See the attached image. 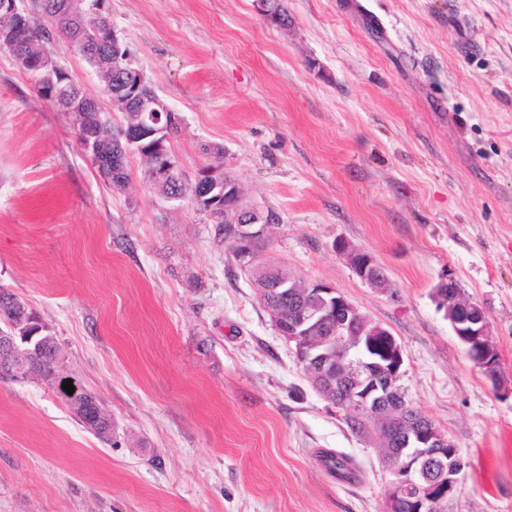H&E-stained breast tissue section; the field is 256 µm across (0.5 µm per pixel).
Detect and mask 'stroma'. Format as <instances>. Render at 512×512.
<instances>
[{
	"instance_id": "1",
	"label": "stroma",
	"mask_w": 512,
	"mask_h": 512,
	"mask_svg": "<svg viewBox=\"0 0 512 512\" xmlns=\"http://www.w3.org/2000/svg\"><path fill=\"white\" fill-rule=\"evenodd\" d=\"M108 0L182 119L185 183L224 172L270 218L258 263L332 285L402 345L401 385L470 463L450 512H512V0ZM84 94L96 71L47 45ZM103 177L69 114L0 51V286L112 416L103 442L48 385L0 381V512H383L377 449L309 383L232 242L160 199L138 156ZM385 267L370 288L336 250ZM490 322L502 391L433 292ZM326 452L352 461L340 479ZM255 11L279 28L288 30V20H285L279 7L282 3V10L287 14L283 0H252ZM288 15V14H287Z\"/></svg>"
}]
</instances>
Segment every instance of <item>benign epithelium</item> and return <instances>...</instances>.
Masks as SVG:
<instances>
[{
    "label": "benign epithelium",
    "instance_id": "obj_1",
    "mask_svg": "<svg viewBox=\"0 0 512 512\" xmlns=\"http://www.w3.org/2000/svg\"><path fill=\"white\" fill-rule=\"evenodd\" d=\"M255 11L281 29L288 21L281 14L280 0H252ZM25 8L18 0H0V13L8 23L0 27V50L15 51L26 40L29 24L22 16ZM124 71L127 83L117 90L123 94L126 121L118 124L125 141L124 155H137L145 163L149 182L165 200H173L171 188L182 183L168 143L181 128V118L155 93L143 90L146 77L125 52ZM224 183V223L229 225L226 238L235 245V256L246 266H253L260 245L265 242L270 218L243 203L240 185L217 169L198 173L194 186L199 195L194 203L198 212L207 214L218 208L212 186ZM355 274L373 288H389L385 268L364 250L347 242L337 243ZM263 281L258 294L272 290L292 297L304 290L305 304L301 315L288 322L271 312L278 333L294 347L312 387L327 402L344 411L356 434L378 448L389 469L385 512H397L409 500L426 512H444L460 491L468 462L456 445L435 425L411 426L401 419L405 410L399 380L405 362L401 344L383 326L372 322L344 294L324 283H305L275 263L258 270ZM434 299L459 341L471 354L472 361L501 389L497 379L499 359L491 341L485 309L478 303L464 301L457 283L448 278L440 282ZM378 346L381 360L360 368L342 366L350 355L359 354L364 344ZM51 347V341L36 335L18 336L0 332V377L27 376V359L35 347ZM71 414L88 426L112 433V417L102 402L83 389L66 398Z\"/></svg>",
    "mask_w": 512,
    "mask_h": 512
}]
</instances>
